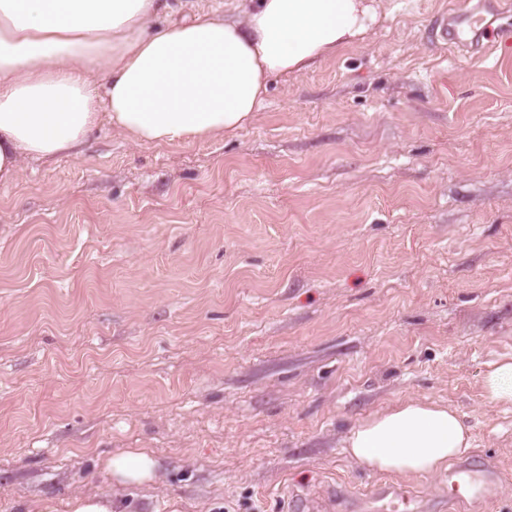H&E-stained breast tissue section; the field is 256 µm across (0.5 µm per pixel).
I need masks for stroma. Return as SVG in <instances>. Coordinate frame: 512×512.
Wrapping results in <instances>:
<instances>
[{"label": "stroma", "mask_w": 512, "mask_h": 512, "mask_svg": "<svg viewBox=\"0 0 512 512\" xmlns=\"http://www.w3.org/2000/svg\"><path fill=\"white\" fill-rule=\"evenodd\" d=\"M488 53L441 36L451 0H380L363 41L274 75L243 129L142 145L111 127L0 184V512L111 494L115 512H375L393 476L351 428L443 402L512 512V12ZM151 449L119 486L99 455ZM448 512V481L405 483ZM482 390L489 406H512V355H501L487 364Z\"/></svg>", "instance_id": "stroma-1"}]
</instances>
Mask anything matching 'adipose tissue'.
<instances>
[{
    "label": "adipose tissue",
    "instance_id": "1",
    "mask_svg": "<svg viewBox=\"0 0 512 512\" xmlns=\"http://www.w3.org/2000/svg\"><path fill=\"white\" fill-rule=\"evenodd\" d=\"M171 0H0V182L23 159L79 153L109 124L139 144H175L251 123L274 74H299L358 44L377 0H244L240 16L198 11L167 22ZM489 406H512V355L482 378ZM472 430L451 407L409 398L360 420L345 440L359 467L433 476L466 455ZM99 463L121 485L155 480L128 448Z\"/></svg>",
    "mask_w": 512,
    "mask_h": 512
}]
</instances>
